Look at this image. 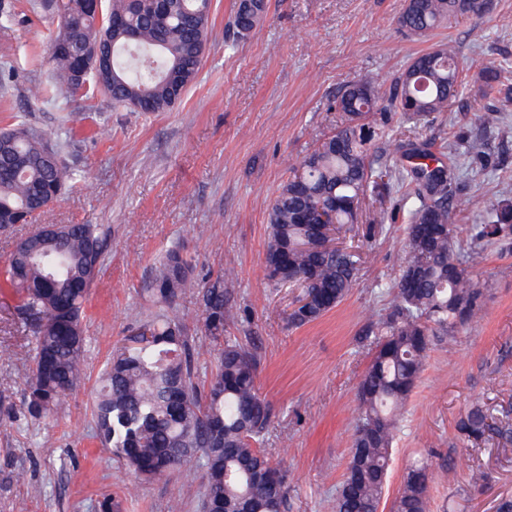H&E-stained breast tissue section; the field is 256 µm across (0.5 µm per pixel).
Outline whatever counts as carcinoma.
Returning a JSON list of instances; mask_svg holds the SVG:
<instances>
[{"label": "carcinoma", "mask_w": 512, "mask_h": 512, "mask_svg": "<svg viewBox=\"0 0 512 512\" xmlns=\"http://www.w3.org/2000/svg\"><path fill=\"white\" fill-rule=\"evenodd\" d=\"M57 30L48 41L49 60L62 84L77 92L92 83L116 105L145 100L147 112H166L180 96L169 75H182V88L195 80L211 26L212 0H51ZM490 0H410L400 25L425 37L459 17L482 19ZM266 0L235 3L231 25L248 35L262 20ZM97 37L112 48L110 77L93 70L83 82L68 76L81 65L78 45ZM457 52L447 43L416 55L398 76L390 105L418 126L448 111L464 79ZM478 92L491 98L509 81L506 72L484 67ZM384 100L373 81L355 80L336 97L342 117L331 134L300 163L270 204L264 271L277 287H297L311 301L288 314L300 327L340 304L359 272L358 254L317 244L319 221L332 217L336 230L359 221L362 197L393 178L375 167L369 146L377 135L368 115ZM399 180L419 201L409 214L408 249L389 306L358 336L374 346L357 387L347 471L336 489V512H379L398 429L397 410L423 370L434 339L472 322L483 291L472 269L483 245L512 235V203L496 220L467 228L472 245H462L452 193L453 162L424 144L406 143ZM73 179L43 134L23 124L0 131V227L29 223L42 213L38 200L60 197ZM103 239L94 224H62L49 237L21 239L4 269V284L20 301L19 314L35 340L26 377L30 418L51 416L84 376L83 311L101 266ZM176 249L166 251L148 293L157 310L124 339L107 364L93 406L95 437L140 480H156L197 467L206 475L205 512H288L287 475L260 448L271 407L256 385L257 356L248 344L224 335L233 318L234 267L202 289L205 323L222 345L206 385H200L194 337L173 313L176 299L194 282ZM459 439L477 446L495 434L512 442V424L495 421L474 404L456 423ZM429 464L413 462L392 512H429Z\"/></svg>", "instance_id": "carcinoma-1"}]
</instances>
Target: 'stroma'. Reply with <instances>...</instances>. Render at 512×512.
<instances>
[{"mask_svg": "<svg viewBox=\"0 0 512 512\" xmlns=\"http://www.w3.org/2000/svg\"><path fill=\"white\" fill-rule=\"evenodd\" d=\"M234 3L213 0L196 80L173 108L152 113L113 105L94 89L67 93L47 54L53 14L42 0H0V128L41 129L76 175L38 221L95 224L104 243L85 306L87 378L50 420L26 412L34 340L17 297L0 289V512H98L105 498L112 512H203V470L134 480L95 439L91 418L113 347L154 309L144 288L171 248L196 284L175 310L204 375L217 349L197 290L233 260L236 314L224 333L258 347L257 385L272 407L262 447L290 481L289 512H333L357 384L373 354L356 338L390 300L415 201L390 181L374 232L358 224L341 234L340 244L361 256L358 280L315 322L289 325L294 294L268 284L263 262L268 205L291 168L333 131L336 95L348 82L369 79L389 91L411 57L454 45L466 66L462 94L415 136L457 158L460 225L487 223L500 201H512V101L479 99L473 87L482 67L512 71V0H491L483 20L422 38L397 24L405 0H267L262 22L244 38L227 30ZM477 136L479 160L468 151ZM483 251L474 272L482 309L428 352L402 412L381 512H390L407 465L422 458L432 463L430 512H496L512 498V444L492 436L472 448L455 430L473 404L497 416L512 409V244Z\"/></svg>", "mask_w": 512, "mask_h": 512, "instance_id": "35a3bbf8", "label": "stroma"}]
</instances>
